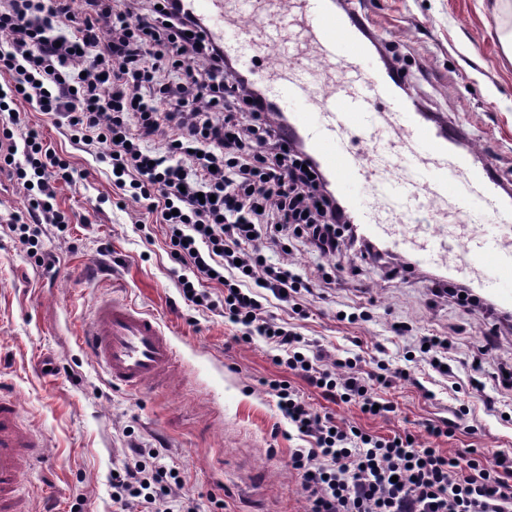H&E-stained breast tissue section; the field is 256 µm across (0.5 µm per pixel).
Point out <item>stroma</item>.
Wrapping results in <instances>:
<instances>
[{
    "mask_svg": "<svg viewBox=\"0 0 512 512\" xmlns=\"http://www.w3.org/2000/svg\"><path fill=\"white\" fill-rule=\"evenodd\" d=\"M358 11L383 43L408 48L406 87L422 109L462 129L465 144L495 155L499 173L512 179V59L500 42L512 29V0H360ZM18 110L78 171L59 189L69 233L50 228L42 237L43 252L56 260L53 269L36 266L0 232V383L14 391L26 422L47 444L45 464L24 481L31 512H112V471L134 442L164 449V464L184 477V491L200 512H211L216 499L225 512H304L299 479L288 468L301 441L290 436L267 392L271 379L288 381L315 409L382 436L419 430L466 405L477 416L459 419L453 436L437 440V447L481 449L489 465L498 452H512V426L446 383L427 400L412 382L398 381L388 392L396 412L373 418L325 400L275 365L262 341H234L220 313L183 299L153 218L121 199L103 165L71 141L66 126L27 103ZM357 267L346 287L308 297L306 318L277 304L273 314L292 319L333 358L349 351L367 359L382 348L394 360L417 336L448 333L450 364L462 383L474 357L491 348L483 362L485 393L512 413V391L499 380L512 371L511 329L483 311L434 297L431 269L401 272L393 256ZM108 298L161 320L178 353L179 369L167 384L126 391L79 350L76 328L88 326ZM355 307L368 320H338V311ZM397 322L409 327L400 339L391 331Z\"/></svg>",
    "mask_w": 512,
    "mask_h": 512,
    "instance_id": "35a3bbf8",
    "label": "stroma"
}]
</instances>
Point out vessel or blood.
Instances as JSON below:
<instances>
[{"label": "vessel or blood", "mask_w": 512, "mask_h": 512, "mask_svg": "<svg viewBox=\"0 0 512 512\" xmlns=\"http://www.w3.org/2000/svg\"><path fill=\"white\" fill-rule=\"evenodd\" d=\"M207 38L237 71L260 84L271 111L284 114V140H301L336 187L364 235L406 255L417 268L470 274L477 292L512 308V187L486 161L456 152L455 131L399 94L403 79L384 64L363 19L343 0H186ZM264 15L262 25L250 17ZM276 47L286 61L257 71ZM430 208L473 225L465 241L447 226L412 223ZM80 342L111 383L141 392L170 377L177 351L159 319L130 304L103 301ZM46 458V444L0 390V512H28L20 476Z\"/></svg>", "instance_id": "vessel-or-blood-1"}]
</instances>
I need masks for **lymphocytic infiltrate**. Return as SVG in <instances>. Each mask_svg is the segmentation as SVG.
Instances as JSON below:
<instances>
[{
	"label": "lymphocytic infiltrate",
	"instance_id": "obj_1",
	"mask_svg": "<svg viewBox=\"0 0 512 512\" xmlns=\"http://www.w3.org/2000/svg\"><path fill=\"white\" fill-rule=\"evenodd\" d=\"M202 58L204 70L192 62ZM0 173L26 187V216L6 229L36 265L44 225L66 232L57 186L73 170L38 130L23 126L25 101L66 125L74 141L104 163L113 185L156 216L185 300L221 311L243 340L262 339L275 365L319 386L324 399L387 415L382 392L409 379L403 368L360 357L326 361L319 346L269 315L271 301L303 307L318 288L350 273L340 258L380 259L353 239L340 207L331 204L305 166L307 154L286 146L262 97L240 83L236 65L206 38L179 0H0ZM300 242L333 258L312 275L268 252ZM452 341L430 333L405 353L441 378ZM268 393L302 440L289 467L300 480L305 512H512V455L485 465L475 449L446 452L420 437H450L447 421L422 433L376 436L314 410L287 381ZM156 448L133 447L112 480L115 512H198L180 476Z\"/></svg>",
	"mask_w": 512,
	"mask_h": 512
}]
</instances>
